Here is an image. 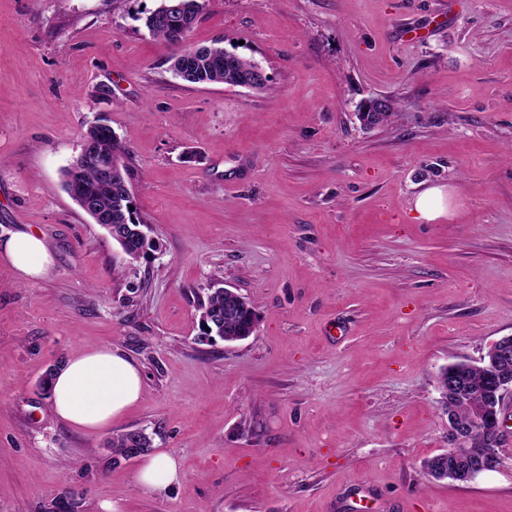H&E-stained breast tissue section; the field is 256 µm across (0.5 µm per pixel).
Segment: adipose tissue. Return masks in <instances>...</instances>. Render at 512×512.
Returning a JSON list of instances; mask_svg holds the SVG:
<instances>
[{
    "instance_id": "obj_1",
    "label": "adipose tissue",
    "mask_w": 512,
    "mask_h": 512,
    "mask_svg": "<svg viewBox=\"0 0 512 512\" xmlns=\"http://www.w3.org/2000/svg\"><path fill=\"white\" fill-rule=\"evenodd\" d=\"M0 260L22 281L46 275L53 265V255L43 238L29 232L1 239ZM143 391L141 367L118 347L99 346L72 358L57 373L50 402L62 421L92 434L138 404ZM182 477L176 456L159 451L142 461L138 486L147 494L162 496Z\"/></svg>"
}]
</instances>
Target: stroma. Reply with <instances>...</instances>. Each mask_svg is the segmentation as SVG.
<instances>
[{
	"label": "stroma",
	"instance_id": "stroma-1",
	"mask_svg": "<svg viewBox=\"0 0 512 512\" xmlns=\"http://www.w3.org/2000/svg\"><path fill=\"white\" fill-rule=\"evenodd\" d=\"M158 4L0 0V236L54 258L0 262V512H512V447L466 485L422 468L448 448L439 370L512 335V0H205L190 43L265 90L177 78ZM377 95L396 116L364 128ZM100 118L155 241L132 264L62 184ZM216 284L255 302L249 338L203 335ZM105 344L143 399L85 435L38 380ZM135 430L180 459L166 495L112 457ZM413 209L423 220L433 221L446 213V195L440 188L426 189L415 197ZM0 256L20 281L42 277L53 266V255L37 234L17 232L0 240Z\"/></svg>",
	"mask_w": 512,
	"mask_h": 512
}]
</instances>
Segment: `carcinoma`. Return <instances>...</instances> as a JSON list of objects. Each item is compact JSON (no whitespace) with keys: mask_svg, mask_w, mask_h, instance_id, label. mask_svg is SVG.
<instances>
[{"mask_svg":"<svg viewBox=\"0 0 512 512\" xmlns=\"http://www.w3.org/2000/svg\"><path fill=\"white\" fill-rule=\"evenodd\" d=\"M175 0H161V4L145 18V28L153 38L170 41V29L179 24L182 15H176L168 9ZM173 71L181 72L180 78L192 84L224 83L236 84L251 75L258 63L224 51L211 45L188 44L176 51ZM82 140L88 152L96 155L123 157L125 146L104 124H92L83 133ZM81 191L92 198L98 206L99 224H120L125 229L126 241L123 251L126 256L141 258V254L152 249V243L140 236L139 229L144 224L136 220V211L130 209L133 199L126 197L116 183L103 178L94 166H86L77 178ZM223 288H213L199 304L200 322L208 328L205 335L215 334L224 340L243 337L257 316L256 305L248 300L240 307L228 312ZM462 383L459 390L449 396L442 408L452 418L457 428L470 434V445L479 448L482 434L471 433L472 410L490 400L494 395L491 380L481 369L459 367ZM151 447L150 437L142 431H129L112 438V452L125 459L139 456ZM466 446L459 444L447 451L442 458L441 467L453 470L467 465Z\"/></svg>","mask_w":512,"mask_h":512,"instance_id":"1","label":"carcinoma"}]
</instances>
